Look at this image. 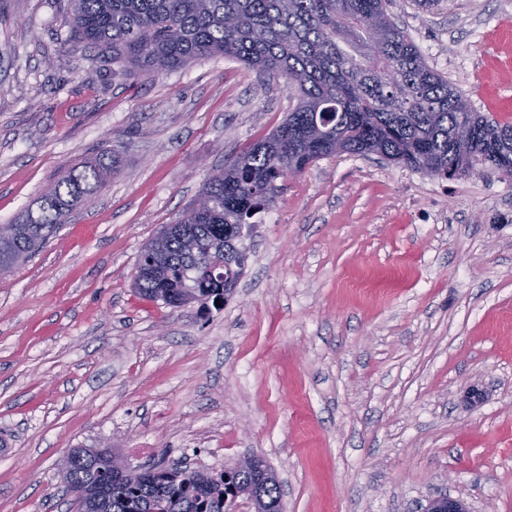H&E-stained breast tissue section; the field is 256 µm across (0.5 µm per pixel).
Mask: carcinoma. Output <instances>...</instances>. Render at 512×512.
<instances>
[{
  "label": "carcinoma",
  "instance_id": "1",
  "mask_svg": "<svg viewBox=\"0 0 512 512\" xmlns=\"http://www.w3.org/2000/svg\"><path fill=\"white\" fill-rule=\"evenodd\" d=\"M73 35L112 63L157 77L222 55L283 78L297 103L267 138L240 150L195 203L161 226L137 265L136 288L176 307L224 298L240 273L245 227L257 223L292 165L378 153L435 177L477 166L512 177V125L473 111L392 21L386 0H68ZM379 47L371 56L367 48ZM118 156L70 169L11 224H0V271L54 237L75 206L105 188ZM68 492L77 512H226L253 490L258 512H281L263 460L224 478L181 462L130 470L107 450L74 448Z\"/></svg>",
  "mask_w": 512,
  "mask_h": 512
}]
</instances>
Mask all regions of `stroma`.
<instances>
[{
  "mask_svg": "<svg viewBox=\"0 0 512 512\" xmlns=\"http://www.w3.org/2000/svg\"><path fill=\"white\" fill-rule=\"evenodd\" d=\"M474 111L512 124V0H392ZM296 100L221 56L113 75L66 0H0V224L115 149L119 170L0 275V512H75L61 459L218 471L283 512H512V178L338 154L286 179L223 306L143 298L144 245ZM484 398L464 401L470 384Z\"/></svg>",
  "mask_w": 512,
  "mask_h": 512,
  "instance_id": "obj_1",
  "label": "stroma"
}]
</instances>
